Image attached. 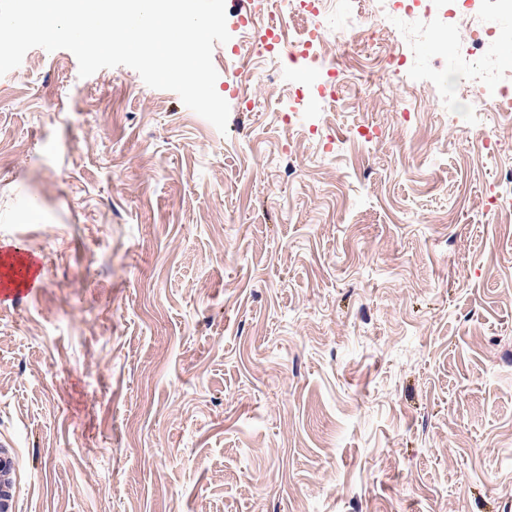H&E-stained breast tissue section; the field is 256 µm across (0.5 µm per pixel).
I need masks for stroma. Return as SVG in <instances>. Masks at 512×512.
Wrapping results in <instances>:
<instances>
[{"instance_id":"35a3bbf8","label":"stroma","mask_w":512,"mask_h":512,"mask_svg":"<svg viewBox=\"0 0 512 512\" xmlns=\"http://www.w3.org/2000/svg\"><path fill=\"white\" fill-rule=\"evenodd\" d=\"M277 5L225 0L223 133L65 49L0 76V242L43 264L0 305L14 512H512V125L415 35L388 78L340 43L283 129L242 34Z\"/></svg>"}]
</instances>
